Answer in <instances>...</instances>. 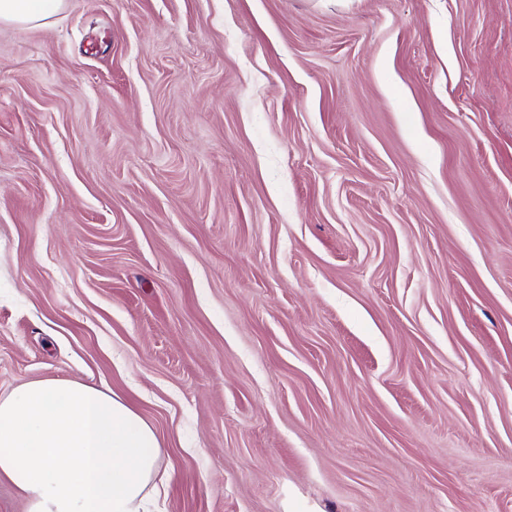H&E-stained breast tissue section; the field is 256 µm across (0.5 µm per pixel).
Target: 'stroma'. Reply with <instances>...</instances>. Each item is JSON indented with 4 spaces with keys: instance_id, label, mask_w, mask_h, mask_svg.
Here are the masks:
<instances>
[{
    "instance_id": "1",
    "label": "stroma",
    "mask_w": 512,
    "mask_h": 512,
    "mask_svg": "<svg viewBox=\"0 0 512 512\" xmlns=\"http://www.w3.org/2000/svg\"><path fill=\"white\" fill-rule=\"evenodd\" d=\"M61 378L161 512H512V0L0 25V393Z\"/></svg>"
}]
</instances>
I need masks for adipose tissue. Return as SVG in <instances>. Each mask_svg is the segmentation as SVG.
I'll list each match as a JSON object with an SVG mask.
<instances>
[{"label": "adipose tissue", "instance_id": "1", "mask_svg": "<svg viewBox=\"0 0 512 512\" xmlns=\"http://www.w3.org/2000/svg\"><path fill=\"white\" fill-rule=\"evenodd\" d=\"M62 5L0 0V22L39 25ZM160 448L128 404L71 379L0 395V477L19 487L26 512H152Z\"/></svg>", "mask_w": 512, "mask_h": 512}]
</instances>
